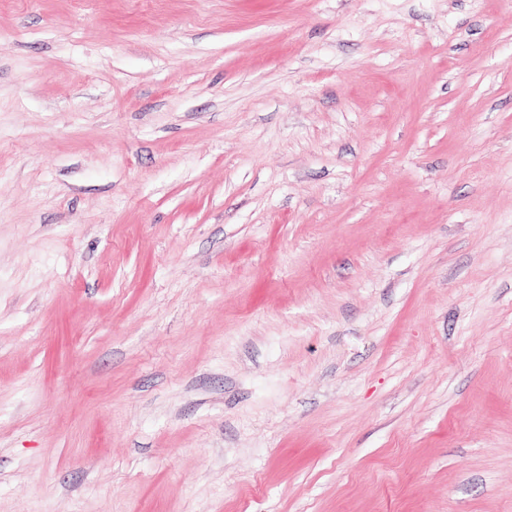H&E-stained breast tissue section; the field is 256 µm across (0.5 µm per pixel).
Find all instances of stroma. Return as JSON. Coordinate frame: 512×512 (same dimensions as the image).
<instances>
[{"label":"stroma","mask_w":512,"mask_h":512,"mask_svg":"<svg viewBox=\"0 0 512 512\" xmlns=\"http://www.w3.org/2000/svg\"><path fill=\"white\" fill-rule=\"evenodd\" d=\"M0 512H512V0H0Z\"/></svg>","instance_id":"obj_1"}]
</instances>
